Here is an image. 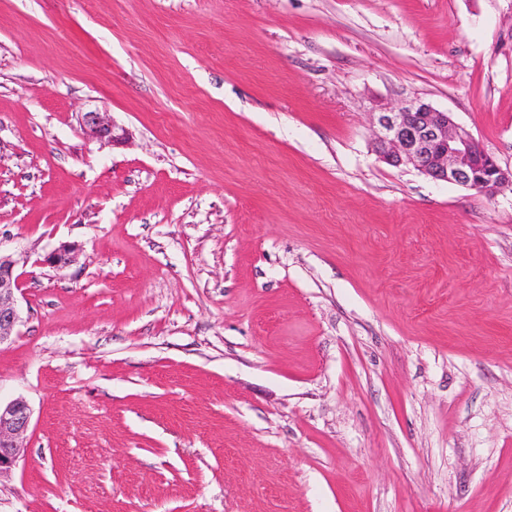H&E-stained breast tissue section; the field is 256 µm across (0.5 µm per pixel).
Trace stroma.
<instances>
[{"label": "stroma", "mask_w": 512, "mask_h": 512, "mask_svg": "<svg viewBox=\"0 0 512 512\" xmlns=\"http://www.w3.org/2000/svg\"><path fill=\"white\" fill-rule=\"evenodd\" d=\"M414 100L512 168V0H0V512H512V190ZM374 114L376 149L389 165L411 166L433 180L474 189L490 199L512 186V169L502 168L460 130L451 113L410 101ZM80 126L90 139L106 140L114 143L122 139L123 134H115L116 125L107 112L89 111L81 113ZM19 275L12 255L0 249V346L11 342L21 320L17 292ZM31 418V409L24 400L15 399L5 405L0 401V475L11 471L24 456Z\"/></svg>", "instance_id": "stroma-1"}]
</instances>
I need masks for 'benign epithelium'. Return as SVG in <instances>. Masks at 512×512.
Listing matches in <instances>:
<instances>
[{"instance_id":"obj_1","label":"benign epithelium","mask_w":512,"mask_h":512,"mask_svg":"<svg viewBox=\"0 0 512 512\" xmlns=\"http://www.w3.org/2000/svg\"><path fill=\"white\" fill-rule=\"evenodd\" d=\"M376 123L377 152L394 167L410 166L433 180L474 189L490 199L503 187L512 186V169L502 168L458 128L449 112L410 101L376 113ZM80 126L90 139L110 143L121 139L107 112L81 113ZM77 251V245L63 243L44 262L62 269L74 261ZM19 290L15 261L11 254L0 250V346L12 341L21 322ZM31 418V409L22 399L0 404V475L11 471L24 456Z\"/></svg>"}]
</instances>
